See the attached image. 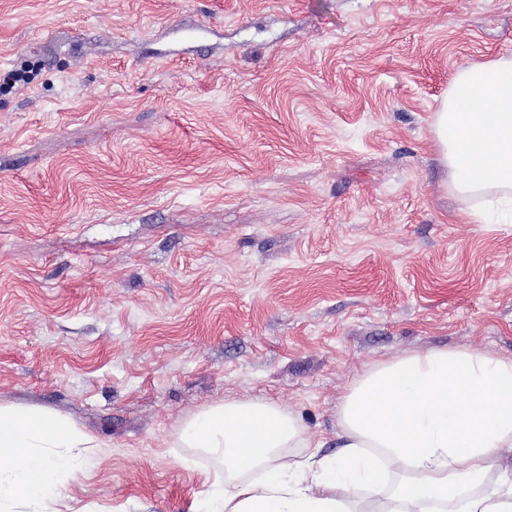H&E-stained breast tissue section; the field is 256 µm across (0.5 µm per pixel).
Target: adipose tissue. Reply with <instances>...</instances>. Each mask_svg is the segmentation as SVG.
<instances>
[{"label":"adipose tissue","instance_id":"1","mask_svg":"<svg viewBox=\"0 0 512 512\" xmlns=\"http://www.w3.org/2000/svg\"><path fill=\"white\" fill-rule=\"evenodd\" d=\"M460 194L512 202V59L461 69L435 117ZM345 443L320 455L276 405L230 402L190 419L178 441L220 461L205 512H512V359L433 349L376 365L339 404ZM93 438L51 413L0 407V503L54 512Z\"/></svg>","mask_w":512,"mask_h":512}]
</instances>
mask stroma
<instances>
[{
    "instance_id": "1",
    "label": "stroma",
    "mask_w": 512,
    "mask_h": 512,
    "mask_svg": "<svg viewBox=\"0 0 512 512\" xmlns=\"http://www.w3.org/2000/svg\"><path fill=\"white\" fill-rule=\"evenodd\" d=\"M501 57L512 0H0V75L33 71L0 93V406L94 438L60 512H197L207 408L333 454L373 365L512 359V223L434 131Z\"/></svg>"
}]
</instances>
